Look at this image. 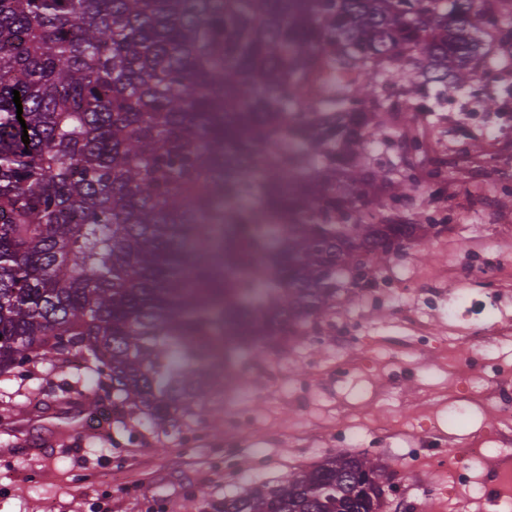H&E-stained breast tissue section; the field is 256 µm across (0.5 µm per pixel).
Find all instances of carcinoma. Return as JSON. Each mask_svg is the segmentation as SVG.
Masks as SVG:
<instances>
[{
    "instance_id": "cac0c4a2",
    "label": "carcinoma",
    "mask_w": 512,
    "mask_h": 512,
    "mask_svg": "<svg viewBox=\"0 0 512 512\" xmlns=\"http://www.w3.org/2000/svg\"><path fill=\"white\" fill-rule=\"evenodd\" d=\"M471 13L509 26L512 0H0V373L77 347L123 414L193 419L226 323L261 358L391 238L428 231L336 212L406 198L414 175L360 164L394 117L372 77L410 92L414 59L434 86L476 77ZM327 95L336 110L312 111ZM359 470L386 476L337 454L219 512H331L325 486L382 512L376 492L346 501Z\"/></svg>"
}]
</instances>
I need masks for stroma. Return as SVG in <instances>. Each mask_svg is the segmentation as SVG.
<instances>
[{
    "label": "stroma",
    "mask_w": 512,
    "mask_h": 512,
    "mask_svg": "<svg viewBox=\"0 0 512 512\" xmlns=\"http://www.w3.org/2000/svg\"><path fill=\"white\" fill-rule=\"evenodd\" d=\"M505 31L478 33L496 67L472 82L469 93L484 112L501 108L492 87L512 64L504 63ZM381 93L417 116L416 148L403 150V129L386 125L370 139L364 162L386 166L410 154L416 185L409 199L385 203L353 201L348 218L377 224H428V236L372 268L365 287L342 286L336 306L279 351L249 362L250 425L237 454L223 461L224 404L201 401L199 419L187 429L203 441L181 447L178 433L165 432L112 411V393L94 386V366L72 348L51 361L30 359L0 374V512H86L107 498L112 512H213V504L244 488L273 485L336 454L342 440L364 436L359 454L386 469L401 468L408 483L425 491L407 512H449L465 500L470 512H501L487 493L488 466L475 467L480 495L472 486L449 485L434 469V454L465 445L485 432L493 448H512V427L489 396L449 417L453 396L487 387L489 378L512 373V287L466 274L463 289L448 275L466 264L498 267L512 280V135L497 138L448 103L455 85L424 86L417 95L380 83ZM452 162V176L433 175L434 161ZM495 294L500 331L481 329L477 304ZM301 378L306 391L287 392L282 382ZM88 398L109 424L82 413ZM31 412L28 421L20 412ZM42 441L38 456L4 455L9 443Z\"/></svg>",
    "instance_id": "stroma-1"
}]
</instances>
